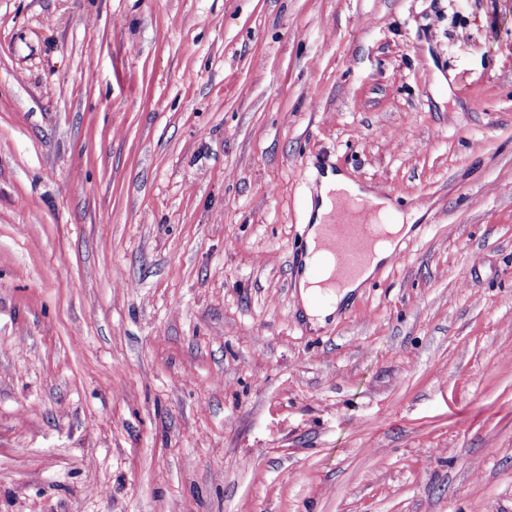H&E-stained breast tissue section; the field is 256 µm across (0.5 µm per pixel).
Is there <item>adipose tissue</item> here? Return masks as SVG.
<instances>
[{
	"label": "adipose tissue",
	"instance_id": "ef3b65f1",
	"mask_svg": "<svg viewBox=\"0 0 512 512\" xmlns=\"http://www.w3.org/2000/svg\"><path fill=\"white\" fill-rule=\"evenodd\" d=\"M343 194L347 199L369 198L378 213H386L390 202L377 194L369 193L361 185L343 173L326 171L318 188V205L310 210L311 223L306 237L305 269L299 281V298L305 317L311 327L324 325L327 317L337 310L338 306L352 296L359 288L371 280L378 269L393 255L399 243L411 233L415 222L419 219L420 210L413 209L398 214L394 223L389 224L388 240L378 243L370 265L359 276L351 279L340 292L322 289L321 280L327 279L331 261L325 252L318 250L317 241L333 210L336 194Z\"/></svg>",
	"mask_w": 512,
	"mask_h": 512
}]
</instances>
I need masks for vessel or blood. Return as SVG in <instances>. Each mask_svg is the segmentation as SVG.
<instances>
[{
  "mask_svg": "<svg viewBox=\"0 0 512 512\" xmlns=\"http://www.w3.org/2000/svg\"><path fill=\"white\" fill-rule=\"evenodd\" d=\"M369 201H345L326 226L325 247L335 262V283L355 275L367 260L369 250L383 232Z\"/></svg>",
  "mask_w": 512,
  "mask_h": 512,
  "instance_id": "obj_1",
  "label": "vessel or blood"
}]
</instances>
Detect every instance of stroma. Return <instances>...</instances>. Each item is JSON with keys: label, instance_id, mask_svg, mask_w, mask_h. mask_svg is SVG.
Masks as SVG:
<instances>
[{"label": "stroma", "instance_id": "1", "mask_svg": "<svg viewBox=\"0 0 512 512\" xmlns=\"http://www.w3.org/2000/svg\"><path fill=\"white\" fill-rule=\"evenodd\" d=\"M0 512H512V0H0ZM334 192H341L347 199L368 198L378 214L386 213L390 206L388 199L364 189L343 173L333 172L327 167L318 188V205L315 210L312 206L309 209L308 219L311 218L312 223L306 237L305 269L298 285L304 315L314 329L323 326L326 318L341 303L376 275L378 269L392 257L398 244L409 236L413 224L422 214L416 208L398 214L395 222L386 227L392 238L378 243L370 265L362 274L351 279L342 291L334 293L319 286L320 282L328 278L331 266L326 253L316 249L322 224L326 228L325 247L335 262L334 284L339 285L363 267L370 248L382 235L385 222V216L377 217L370 202L363 199L359 202L345 201L333 213L330 222L325 224L336 201ZM314 268L319 269L318 277H315Z\"/></svg>", "mask_w": 512, "mask_h": 512}]
</instances>
